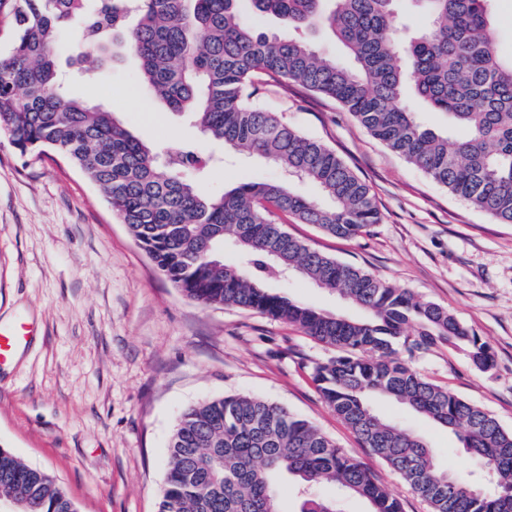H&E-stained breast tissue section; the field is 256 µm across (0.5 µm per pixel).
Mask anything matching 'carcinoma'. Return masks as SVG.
Returning <instances> with one entry per match:
<instances>
[{
	"label": "carcinoma",
	"instance_id": "1",
	"mask_svg": "<svg viewBox=\"0 0 512 512\" xmlns=\"http://www.w3.org/2000/svg\"><path fill=\"white\" fill-rule=\"evenodd\" d=\"M0 0L11 47L0 53V137L21 154L48 151L92 182L134 240L186 298L257 311L294 324L335 356L314 367L328 405L431 512H512V430L487 410L427 380L402 351L447 346L478 369L495 363L490 345L446 308L310 249L285 228L313 224L341 239L379 223L369 185L319 140L257 104L271 85L296 86L337 103L372 137L404 156L452 195L512 224V62L501 60L493 0H413L426 24L395 23V0ZM274 16L288 32L268 34ZM75 28L85 55L102 66L134 55L136 83L186 115L204 140L278 166L274 181L240 179L205 188L224 157L192 143L148 144L114 113L69 95L57 48ZM325 30L349 63L320 55L308 41ZM444 114L448 135L423 124ZM308 180L329 200L299 194ZM232 242L240 260L224 259ZM298 275L336 292L362 316L306 305L268 286ZM393 399L451 430L477 468H441L425 438L374 411ZM342 512L330 486L366 501L368 512H403L401 501L354 455L313 423L273 402L227 395L181 414L168 444L158 512ZM26 497L27 512H77L44 471L0 448V499Z\"/></svg>",
	"mask_w": 512,
	"mask_h": 512
}]
</instances>
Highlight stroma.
Wrapping results in <instances>:
<instances>
[{
	"label": "stroma",
	"instance_id": "1",
	"mask_svg": "<svg viewBox=\"0 0 512 512\" xmlns=\"http://www.w3.org/2000/svg\"><path fill=\"white\" fill-rule=\"evenodd\" d=\"M69 93L114 112L143 141L199 140L179 114L137 90L133 58L79 76L87 62L76 35L61 45ZM260 102L336 154L372 189L381 221L357 239L311 224L287 230L339 262L364 268L447 307L488 342L492 369L461 353H414L431 381L491 412L512 429V224L453 196L370 136L338 104L300 89ZM260 159L235 156L209 189L244 178L280 179ZM273 289L332 313L355 315L338 294L291 277ZM26 327L18 360L0 365V448L63 486L78 512H157L170 435L182 410L205 398L258 397L313 422L361 461L405 512H428L398 474L361 452L356 436L321 399L315 364L331 349L297 326L185 298L159 272L78 170L55 154L22 155L0 138V327ZM384 417L422 434L439 463L473 468L457 437L392 400Z\"/></svg>",
	"mask_w": 512,
	"mask_h": 512
}]
</instances>
